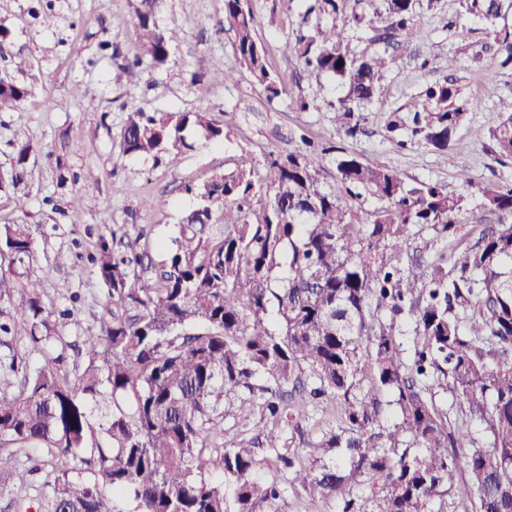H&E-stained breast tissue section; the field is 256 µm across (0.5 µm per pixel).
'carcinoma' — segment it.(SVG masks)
Returning <instances> with one entry per match:
<instances>
[{"mask_svg":"<svg viewBox=\"0 0 512 512\" xmlns=\"http://www.w3.org/2000/svg\"><path fill=\"white\" fill-rule=\"evenodd\" d=\"M278 2L287 12L305 6L304 18L313 20L284 42L283 55L339 78L344 95L329 106L338 135L355 137L395 57L359 53L346 33L366 26L387 45L407 39L422 0ZM458 2L492 39L473 61L493 48L501 65L512 64V32L498 28L512 4ZM157 7V0H141L125 30L137 54L113 82L145 61H168L178 31L159 25ZM223 23L234 34L238 67L214 58L211 66L224 69L226 83L243 69L269 96H279L254 0H224ZM28 95V87L7 80L0 112ZM123 110L122 145L130 155L156 157L188 130L208 141L226 136V124L208 112ZM468 114L455 81L427 83L412 134L445 153ZM487 123L495 159L512 160V98L500 100ZM330 153L336 173L327 181L320 158ZM17 154L18 166L4 179L22 211L28 193L19 189V164L27 146L18 145ZM185 190L197 192L201 203L183 216L159 262H144L139 235H126L121 249L99 235L90 262L110 319L79 344L55 331L53 308L40 294L14 303L35 254L36 228L0 229L8 257L0 272V347L8 349L0 355V495L11 492L15 512H126V500L132 512H264L283 489L255 477L262 461L254 445L281 447V388L289 383L301 393L293 405L298 418L309 399L339 406L340 424L314 443L321 456L312 464L277 456L309 497L337 500L340 512H434L459 465L462 429L476 417L488 446L467 457L469 487L453 512H512V223L483 232L450 278L440 262L424 274L403 267L400 255L427 226L443 238L455 234L464 197L436 184L410 185L380 160L336 145L281 155ZM363 190L388 206L360 218L353 200ZM262 193L268 201L256 212L252 201ZM482 198L489 212L512 217V183L484 188ZM468 307L464 334L457 309ZM403 318L414 325L408 350L398 340ZM20 338L48 355L43 365L18 354ZM440 388L464 406L452 421L436 404ZM258 392L265 394L258 433L219 446L224 404H250ZM384 394L392 400H380ZM386 404L399 422L382 423ZM407 433L426 454L411 453ZM218 469L231 487L211 478ZM27 474L43 477L35 500L24 483L7 486ZM365 475L382 482L369 510L353 495Z\"/></svg>","mask_w":512,"mask_h":512,"instance_id":"cac0c4a2","label":"carcinoma"}]
</instances>
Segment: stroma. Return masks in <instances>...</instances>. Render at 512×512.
Listing matches in <instances>:
<instances>
[{"label": "stroma", "instance_id": "obj_1", "mask_svg": "<svg viewBox=\"0 0 512 512\" xmlns=\"http://www.w3.org/2000/svg\"><path fill=\"white\" fill-rule=\"evenodd\" d=\"M136 0H0V28L8 36L0 41V73H13L30 93L20 107L0 112V172L16 163V148L27 144L24 163L30 198L26 213H19L0 191V226L32 224L37 228L36 254L17 297L34 291L65 305L57 295L68 284L78 300L74 314L58 331L64 336L98 333L103 311L98 298L103 285L89 261L101 233L141 234L153 260H161L162 245L177 234L184 211L197 203L184 185H203L216 174L263 165L269 153L304 150L306 141H332L362 158H376L399 171L406 182L439 184L448 192L465 194L456 234L442 239L432 229L416 235L404 260L430 265L445 257L453 270L459 254L474 245L482 229L497 223V215L481 204L478 185L512 182V162H497L491 155L486 117L500 99L512 96V66L484 57L471 62L485 34L479 21L458 16L457 0H436L423 10L417 33L398 53L374 111L366 113L363 131L356 138L339 137L336 112L330 100L343 89L334 77L305 71L298 59L282 53V45L302 24V10L277 17L275 25L263 23L258 35L269 63L280 81L281 93L269 98L248 73L237 82L224 81L223 69L210 65L211 57H223L225 67L235 64L233 34L221 24L223 0H162L158 19L176 28L180 39L172 47L166 65L142 64L130 84L118 85L112 73L132 60L136 48L124 32L135 17ZM457 53L456 75L471 106L469 120L459 129L447 153L440 154L400 130L403 147L388 139L391 115L407 117L417 106V94L425 82L446 80L448 55ZM25 55L30 65L14 72L12 61ZM80 85L81 96L71 88ZM317 94L316 108L294 111L292 100ZM149 113L204 110L230 126L223 142L202 144L196 136L186 143L168 146L159 158L125 154L122 147L124 106ZM468 170L476 182L466 190L457 178ZM85 200L83 208L71 205L73 197ZM71 257L56 266L57 253ZM309 417L288 425L283 449H261L269 468L259 471L264 480L283 483L285 491L275 512H339L337 501H310L289 483L278 452L293 453L303 463L318 455L314 446L322 431L337 426L338 405L314 401Z\"/></svg>", "mask_w": 512, "mask_h": 512}]
</instances>
